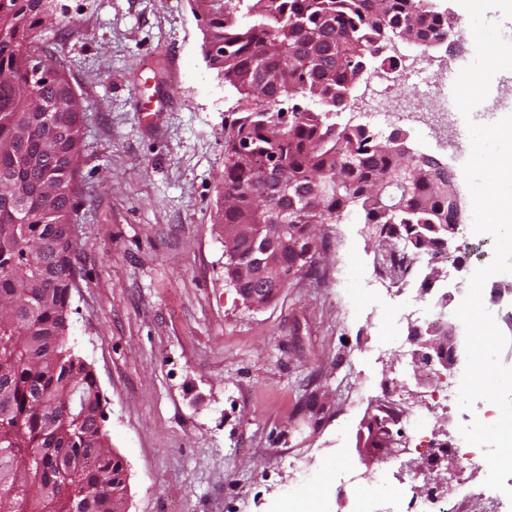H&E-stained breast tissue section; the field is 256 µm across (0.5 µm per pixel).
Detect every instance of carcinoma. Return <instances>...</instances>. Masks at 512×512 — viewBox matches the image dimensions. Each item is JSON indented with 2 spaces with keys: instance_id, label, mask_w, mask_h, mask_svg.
<instances>
[{
  "instance_id": "obj_1",
  "label": "carcinoma",
  "mask_w": 512,
  "mask_h": 512,
  "mask_svg": "<svg viewBox=\"0 0 512 512\" xmlns=\"http://www.w3.org/2000/svg\"><path fill=\"white\" fill-rule=\"evenodd\" d=\"M203 52L235 98L224 113V203L218 223L230 231L269 223L286 212L292 232L281 248L282 277L272 300L297 275L316 272L314 226L355 210L372 226L382 251L378 270L397 280L426 259L421 282L432 285L452 223L443 199L448 173L393 151L391 136L349 122L347 95L369 77L387 41L416 28L413 47L442 35L433 4L416 0H208ZM58 0H0V186L26 188L20 202L0 196V512H70L74 496L101 477L118 476L119 457L100 426L97 379L65 341L75 277L64 225L75 213L74 177L89 106L66 75L39 73L35 38L52 31ZM56 150L40 162L46 121ZM254 241L238 242L224 261L230 285L253 258ZM74 386L87 406L51 417L43 402L62 403ZM82 453L68 474L54 457ZM31 458L30 469L19 459Z\"/></svg>"
}]
</instances>
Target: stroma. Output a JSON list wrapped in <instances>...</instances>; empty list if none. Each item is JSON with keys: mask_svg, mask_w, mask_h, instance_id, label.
<instances>
[{"mask_svg": "<svg viewBox=\"0 0 512 512\" xmlns=\"http://www.w3.org/2000/svg\"><path fill=\"white\" fill-rule=\"evenodd\" d=\"M57 39L42 41L90 109L76 176L75 285L67 341L96 376L112 451L127 468L125 512H276L305 488L369 475L357 435L385 381L408 370L381 345V309L417 300L455 311L494 241L469 233L462 263L431 290H398L375 269L379 243L355 213L322 227L318 272L293 278L260 309L224 278L215 216L224 113L233 106L203 54L198 0H62ZM416 151L454 174L463 225L472 204L466 125L410 124ZM485 307L510 337L512 275Z\"/></svg>", "mask_w": 512, "mask_h": 512, "instance_id": "obj_1", "label": "stroma"}]
</instances>
